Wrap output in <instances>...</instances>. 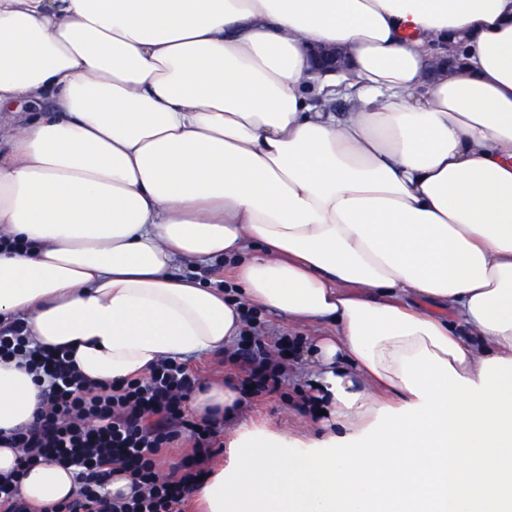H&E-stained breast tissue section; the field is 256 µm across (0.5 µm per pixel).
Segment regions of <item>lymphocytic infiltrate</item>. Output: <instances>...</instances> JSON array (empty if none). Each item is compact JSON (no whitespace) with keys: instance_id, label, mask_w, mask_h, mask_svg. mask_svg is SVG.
<instances>
[{"instance_id":"f902f5d3","label":"lymphocytic infiltrate","mask_w":512,"mask_h":512,"mask_svg":"<svg viewBox=\"0 0 512 512\" xmlns=\"http://www.w3.org/2000/svg\"><path fill=\"white\" fill-rule=\"evenodd\" d=\"M246 333L227 359L232 374L252 392L277 391L285 379L283 362L260 339L255 318H248ZM0 358L24 359L44 392L36 421L10 437L21 456L15 471L0 475V512H187L221 424L193 420L188 402L199 379L185 363L164 360L146 377L94 386L71 367L66 352L31 346L19 321L0 325ZM183 433L193 442V455L158 478L161 449ZM43 461L75 470L80 483L75 499L37 507L22 497L27 469ZM117 476L129 481L132 495L112 496L109 486Z\"/></svg>"}]
</instances>
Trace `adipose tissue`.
Listing matches in <instances>:
<instances>
[{
	"instance_id": "ef3b65f1",
	"label": "adipose tissue",
	"mask_w": 512,
	"mask_h": 512,
	"mask_svg": "<svg viewBox=\"0 0 512 512\" xmlns=\"http://www.w3.org/2000/svg\"><path fill=\"white\" fill-rule=\"evenodd\" d=\"M1 112L0 324L88 382L223 352L247 301L330 328L316 435L239 425L201 512H512V0H0ZM40 403L0 360V435ZM179 267L182 268V273L186 276H195L200 278L201 280L210 281V284L214 287L219 285V281L225 279V283L228 281V272L226 270L224 272V261H216L209 265H201V266H193L191 264H180ZM221 286V285H219Z\"/></svg>"
}]
</instances>
